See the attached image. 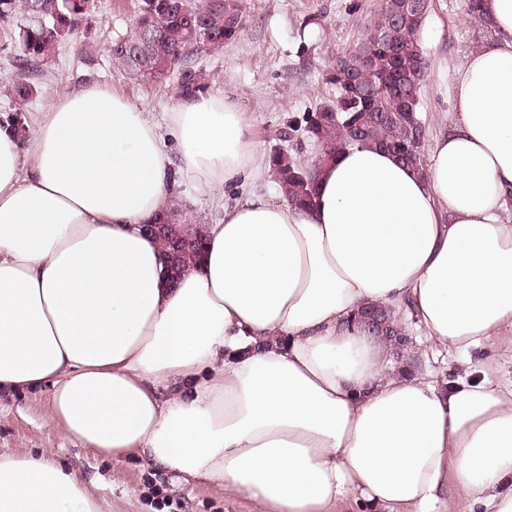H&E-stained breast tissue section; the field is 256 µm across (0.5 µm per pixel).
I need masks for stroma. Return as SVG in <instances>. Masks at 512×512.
<instances>
[{"label":"stroma","mask_w":512,"mask_h":512,"mask_svg":"<svg viewBox=\"0 0 512 512\" xmlns=\"http://www.w3.org/2000/svg\"><path fill=\"white\" fill-rule=\"evenodd\" d=\"M137 0H100L99 9L51 58L31 70L34 98L16 107L9 80L16 71V40L34 17L20 11L0 22V114L21 112L35 119L57 94L99 83L132 102L161 113L180 99L176 76L161 80L134 79L113 63L109 46L122 37L136 15ZM382 0H244L243 29L223 51L195 55V68L208 77L209 94L237 104L263 154L295 150L311 161L312 142L299 133L303 119L316 104L334 100L336 90L325 81L327 69L353 50L364 37ZM486 29L468 16L462 0H430L422 43L428 61L420 91L418 118L425 128L422 151L431 154L434 139L452 119L446 87L453 69L467 53L487 39ZM280 201L269 173H262L210 199L189 185L174 181L171 199L176 221L220 223L225 207L252 196ZM411 348L397 361L433 375L454 366L445 352L411 328ZM49 387L0 395V451L17 455L53 452L65 470L93 487L102 512H157L153 492L169 502L171 512H250L245 499L225 501L222 492L205 485H176L172 477L133 460L106 459L67 438L48 415Z\"/></svg>","instance_id":"stroma-1"}]
</instances>
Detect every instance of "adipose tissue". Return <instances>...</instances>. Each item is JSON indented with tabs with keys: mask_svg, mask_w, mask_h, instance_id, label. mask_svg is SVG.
<instances>
[{
	"mask_svg": "<svg viewBox=\"0 0 512 512\" xmlns=\"http://www.w3.org/2000/svg\"><path fill=\"white\" fill-rule=\"evenodd\" d=\"M453 71L425 174L353 146L301 210L261 197L202 227L170 284L144 225L173 174L210 196L264 156L226 99L164 123L92 83L0 126V393L50 386L94 453L245 498L251 512H512V0ZM375 306L452 350L431 379L355 326ZM0 512H99L52 454L0 453Z\"/></svg>",
	"mask_w": 512,
	"mask_h": 512,
	"instance_id": "adipose-tissue-1",
	"label": "adipose tissue"
}]
</instances>
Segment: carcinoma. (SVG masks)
<instances>
[{"mask_svg": "<svg viewBox=\"0 0 512 512\" xmlns=\"http://www.w3.org/2000/svg\"><path fill=\"white\" fill-rule=\"evenodd\" d=\"M96 7L97 0H0L2 21L19 9L38 18L19 34L12 83L16 100L26 102L33 95L29 68L68 41ZM425 21L412 17L410 0H383L369 30L384 38L367 34L330 68L327 80L336 88V101L309 113L304 128L323 151L309 163L288 151L269 156L271 175L286 202L312 206L317 168L349 146L376 145L412 171L425 173L424 128L411 116L417 112L427 73L421 38ZM238 33L224 22V6L217 0H138L134 23L113 42L111 53L125 71L140 78L153 80L178 72L181 94L191 95L203 90L204 73L189 65L190 56L199 50L220 51ZM319 112H335L337 119L318 123ZM384 336L397 349L408 346L404 328L391 320Z\"/></svg>", "mask_w": 512, "mask_h": 512, "instance_id": "1", "label": "carcinoma"}]
</instances>
